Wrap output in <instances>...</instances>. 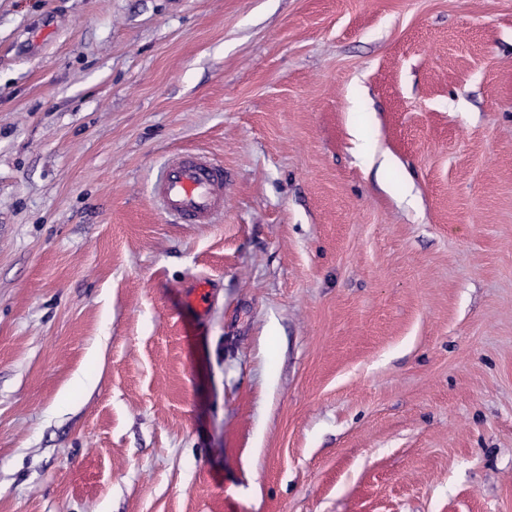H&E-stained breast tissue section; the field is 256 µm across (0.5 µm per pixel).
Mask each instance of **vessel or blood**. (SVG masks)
I'll return each mask as SVG.
<instances>
[{
  "instance_id": "1",
  "label": "vessel or blood",
  "mask_w": 512,
  "mask_h": 512,
  "mask_svg": "<svg viewBox=\"0 0 512 512\" xmlns=\"http://www.w3.org/2000/svg\"><path fill=\"white\" fill-rule=\"evenodd\" d=\"M155 196L165 216L210 224L224 211V167L203 154H178L163 166Z\"/></svg>"
}]
</instances>
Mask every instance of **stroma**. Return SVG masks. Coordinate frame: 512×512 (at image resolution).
I'll return each instance as SVG.
<instances>
[{
  "label": "stroma",
  "instance_id": "1",
  "mask_svg": "<svg viewBox=\"0 0 512 512\" xmlns=\"http://www.w3.org/2000/svg\"><path fill=\"white\" fill-rule=\"evenodd\" d=\"M0 512H512V0H0ZM162 214L182 224H212L224 212V166L204 154H178L155 185Z\"/></svg>",
  "mask_w": 512,
  "mask_h": 512
}]
</instances>
